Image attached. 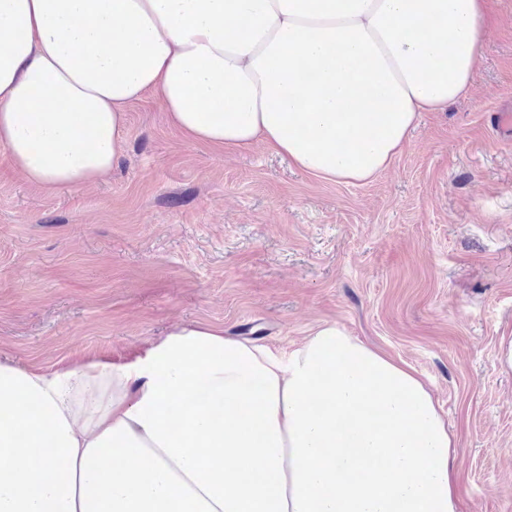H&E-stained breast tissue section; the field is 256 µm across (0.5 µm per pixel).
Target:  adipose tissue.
Returning <instances> with one entry per match:
<instances>
[{
  "mask_svg": "<svg viewBox=\"0 0 512 512\" xmlns=\"http://www.w3.org/2000/svg\"><path fill=\"white\" fill-rule=\"evenodd\" d=\"M486 0H0V149L32 186L112 170L125 108L367 182L473 88ZM408 363L325 322L276 352L184 326L129 362H0V512H459Z\"/></svg>",
  "mask_w": 512,
  "mask_h": 512,
  "instance_id": "1",
  "label": "adipose tissue"
}]
</instances>
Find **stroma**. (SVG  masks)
<instances>
[{
	"label": "stroma",
	"mask_w": 512,
	"mask_h": 512,
	"mask_svg": "<svg viewBox=\"0 0 512 512\" xmlns=\"http://www.w3.org/2000/svg\"><path fill=\"white\" fill-rule=\"evenodd\" d=\"M512 0L471 94L423 113L389 169L327 181L260 146L191 143L126 109L96 186L46 191L0 153V361H129L179 327L289 351L324 322L410 364L456 439L460 512H512Z\"/></svg>",
	"instance_id": "35a3bbf8"
}]
</instances>
